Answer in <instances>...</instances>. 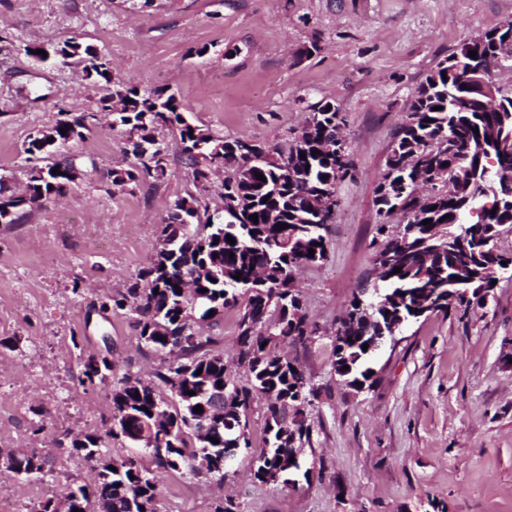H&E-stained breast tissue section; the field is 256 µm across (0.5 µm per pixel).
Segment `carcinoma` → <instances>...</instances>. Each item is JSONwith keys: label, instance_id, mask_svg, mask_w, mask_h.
Returning a JSON list of instances; mask_svg holds the SVG:
<instances>
[{"label": "carcinoma", "instance_id": "obj_1", "mask_svg": "<svg viewBox=\"0 0 512 512\" xmlns=\"http://www.w3.org/2000/svg\"><path fill=\"white\" fill-rule=\"evenodd\" d=\"M496 32L495 28L483 32L484 40L474 42V50L488 69H511L512 52L498 51L490 39ZM53 53L64 60L78 58L85 77L105 83L106 93L96 100L93 112L126 127V152L139 161L142 172L157 181L166 176L167 147L155 135L162 127L177 131L196 183H210L208 173L217 155L234 173L222 184V217L208 213L192 193L174 201L155 259L139 281L112 297V307L135 314L145 347L166 348L172 355L155 373L172 399L163 398L156 384L137 377L125 376L112 389L113 435L140 447L142 434L150 433L161 416L178 421L175 432L164 447L144 449L154 459L152 469L134 457L112 459L92 434L72 440L73 450L97 471L96 483L77 487L79 496L62 503L46 500L40 512H94L93 499L105 512H158L161 475L184 469L194 477H225L229 468L225 449H251L247 410L257 397L267 400V416L254 477L263 483H290L301 471L299 451L310 433L304 408L311 404L315 389L298 364L278 348L304 345L317 333L291 282L301 268L327 258L322 200L350 174L351 162L346 154L339 158L319 152V145L336 137L343 118L333 104L320 102L312 107L306 126L288 150L273 148L261 153V161L251 162L242 152L248 141L225 140L187 122L175 94L112 81L107 55L76 41L63 42ZM470 80L465 63L440 66L428 75L415 92V111L400 127L387 158L376 188L378 214L384 217L401 203L407 208L418 206L431 224L409 223L395 236L389 225L378 224V234L386 243L377 251L375 265H381L380 256L393 244L398 249L406 246L409 254L398 263L401 272L394 273L392 267L382 270L377 284L354 295L336 328L334 369L352 387H362L374 375V340L382 331L426 311L448 313L450 294L461 307L480 304V293L493 288L492 281L499 280L505 269L502 262L512 264V254L495 244L497 227L512 224V207L507 204L493 212L484 210L480 237L459 245L463 233L478 224L470 214L476 198L493 193L494 184L483 179L476 159L489 146L488 138L501 132L498 112H464L456 105L449 90ZM84 118L80 114L61 121L41 137L54 135L60 144L78 138ZM449 166L457 173L451 189L422 198L414 194L416 178L431 182ZM259 173L264 180L257 179ZM80 177L81 171L71 162L34 168L21 196L9 193L0 181V221L16 223L25 207L52 193L66 194ZM110 177L112 186L120 190L138 180L136 170L126 168L112 169ZM253 215L258 221L251 220ZM280 223L286 227L278 230ZM229 236L235 243L227 241ZM197 306L203 309V319L238 309V362L247 364L249 385H239L224 363L217 351L220 337L193 332L192 312ZM219 388L225 398L216 411L211 395ZM197 406L203 411L194 412ZM21 466L38 475L45 460L33 450L0 452V468L14 473Z\"/></svg>", "mask_w": 512, "mask_h": 512}]
</instances>
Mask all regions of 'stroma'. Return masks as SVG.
I'll list each match as a JSON object with an SVG mask.
<instances>
[{
    "instance_id": "obj_1",
    "label": "stroma",
    "mask_w": 512,
    "mask_h": 512,
    "mask_svg": "<svg viewBox=\"0 0 512 512\" xmlns=\"http://www.w3.org/2000/svg\"><path fill=\"white\" fill-rule=\"evenodd\" d=\"M512 21V0H0V177L21 191L38 130L92 111L102 86L77 60H40L23 45L75 40L106 53L112 79L175 92L185 116L226 139L287 149L315 104L333 103L353 169L337 185L327 259L296 285L318 333L292 346L318 396L305 409L303 475L284 487L255 479L239 456L226 478L167 473L161 512H214L232 495L242 512H512V277L469 311L431 313L396 330L365 388L333 368L334 332L354 293L377 281L382 243L376 186L416 89L478 34ZM162 181L113 188L112 168L133 165L122 129L101 120L56 156L82 177L65 197L44 198L0 224V450H32L44 478L13 477L23 512L43 484L63 499L95 475L70 468L64 434L98 437L113 459L142 448L111 435L112 388L151 378L163 353L138 343L116 292L147 269L174 201L194 193L222 209L217 184L196 187L174 135ZM108 358L105 382L85 383L88 357Z\"/></svg>"
}]
</instances>
